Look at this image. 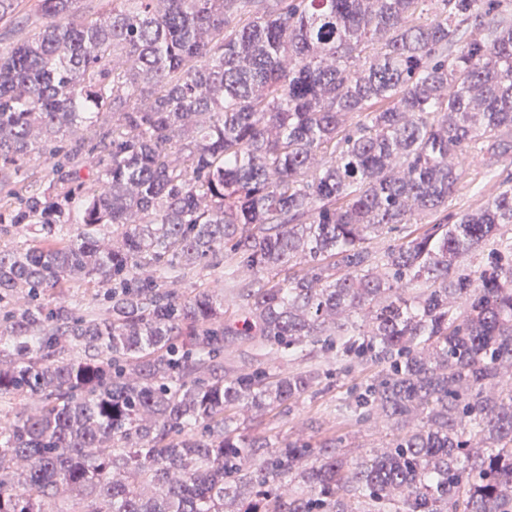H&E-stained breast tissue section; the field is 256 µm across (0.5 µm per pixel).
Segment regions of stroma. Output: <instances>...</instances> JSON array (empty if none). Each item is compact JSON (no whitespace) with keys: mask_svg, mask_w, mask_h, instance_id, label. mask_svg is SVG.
<instances>
[{"mask_svg":"<svg viewBox=\"0 0 512 512\" xmlns=\"http://www.w3.org/2000/svg\"><path fill=\"white\" fill-rule=\"evenodd\" d=\"M42 24L37 0H20L12 20L0 22V48L31 37ZM505 171V163L489 166L482 158L471 159L468 173L452 199L453 205H476L481 199L480 187L494 183L498 175ZM311 363L321 364L329 372L328 378L321 385V393L304 395L287 413L271 412L260 417H241L239 427L266 431L282 444L301 436L315 443L333 436L340 439L343 452L353 462L385 455L389 450V430L371 425H346L338 418L339 406L345 402L353 384L366 378V371L359 367L350 372L345 371L337 362L335 352H326L317 347L307 348L303 355L277 361L276 368L285 374Z\"/></svg>","mask_w":512,"mask_h":512,"instance_id":"stroma-1","label":"stroma"}]
</instances>
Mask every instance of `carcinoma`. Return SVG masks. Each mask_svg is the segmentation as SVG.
I'll return each mask as SVG.
<instances>
[{"mask_svg": "<svg viewBox=\"0 0 512 512\" xmlns=\"http://www.w3.org/2000/svg\"><path fill=\"white\" fill-rule=\"evenodd\" d=\"M39 2L0 49V512H512V172L449 204L468 152L512 167V0ZM199 266L269 355L378 368L348 421L421 425L355 467L240 435L323 368L207 376Z\"/></svg>", "mask_w": 512, "mask_h": 512, "instance_id": "carcinoma-1", "label": "carcinoma"}]
</instances>
